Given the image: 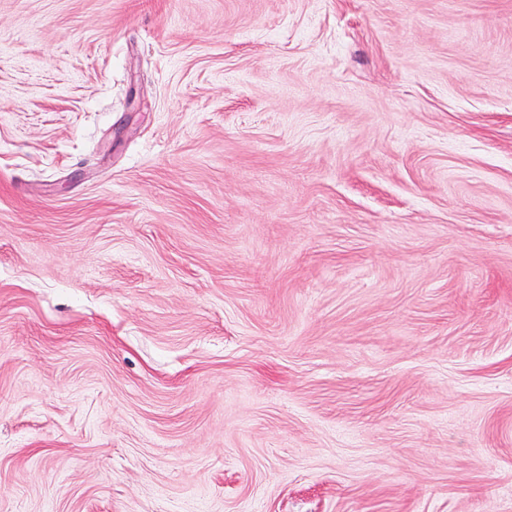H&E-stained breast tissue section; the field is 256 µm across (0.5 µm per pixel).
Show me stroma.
<instances>
[{"mask_svg":"<svg viewBox=\"0 0 512 512\" xmlns=\"http://www.w3.org/2000/svg\"><path fill=\"white\" fill-rule=\"evenodd\" d=\"M0 512H512V0H0Z\"/></svg>","mask_w":512,"mask_h":512,"instance_id":"obj_1","label":"stroma"}]
</instances>
